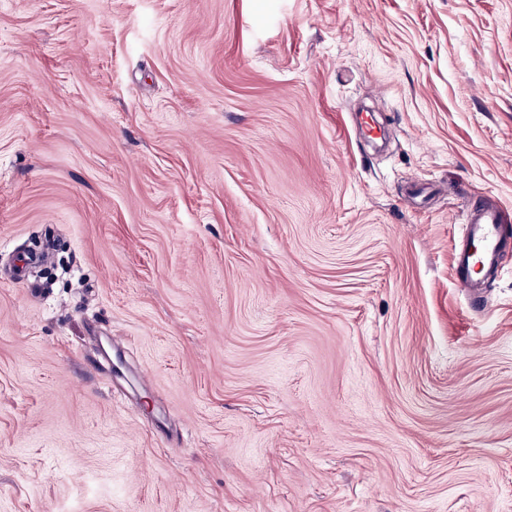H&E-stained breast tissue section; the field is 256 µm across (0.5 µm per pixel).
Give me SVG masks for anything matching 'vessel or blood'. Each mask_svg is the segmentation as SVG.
I'll list each match as a JSON object with an SVG mask.
<instances>
[{
  "mask_svg": "<svg viewBox=\"0 0 512 512\" xmlns=\"http://www.w3.org/2000/svg\"><path fill=\"white\" fill-rule=\"evenodd\" d=\"M506 220L505 211L491 203L470 209L465 221L470 246L455 256L458 284L468 295L476 294L479 273L494 267L512 241L503 231Z\"/></svg>",
  "mask_w": 512,
  "mask_h": 512,
  "instance_id": "b4317fda",
  "label": "vessel or blood"
}]
</instances>
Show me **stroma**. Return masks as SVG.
Listing matches in <instances>:
<instances>
[{"instance_id":"1","label":"stroma","mask_w":512,"mask_h":512,"mask_svg":"<svg viewBox=\"0 0 512 512\" xmlns=\"http://www.w3.org/2000/svg\"><path fill=\"white\" fill-rule=\"evenodd\" d=\"M482 202L512 0H0V512H512ZM506 221V212L491 203L469 211L464 224L471 245L455 255V264L459 287L470 296L481 288L477 274L494 267L508 244L509 238L503 231Z\"/></svg>"}]
</instances>
